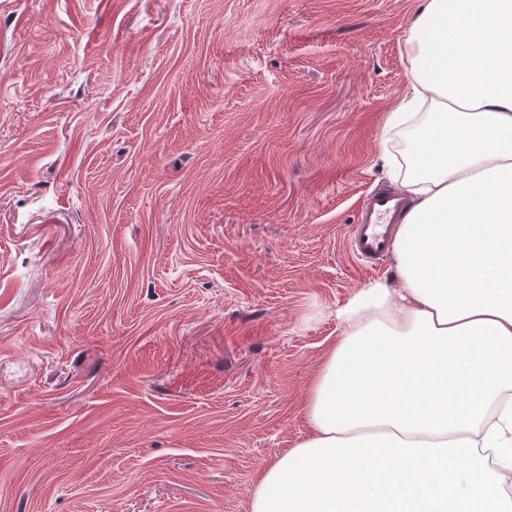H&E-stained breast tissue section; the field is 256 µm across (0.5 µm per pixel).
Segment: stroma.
I'll return each mask as SVG.
<instances>
[{
  "label": "stroma",
  "instance_id": "1",
  "mask_svg": "<svg viewBox=\"0 0 512 512\" xmlns=\"http://www.w3.org/2000/svg\"><path fill=\"white\" fill-rule=\"evenodd\" d=\"M420 4L0 0V512H250Z\"/></svg>",
  "mask_w": 512,
  "mask_h": 512
}]
</instances>
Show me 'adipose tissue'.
I'll return each mask as SVG.
<instances>
[{
  "instance_id": "1",
  "label": "adipose tissue",
  "mask_w": 512,
  "mask_h": 512,
  "mask_svg": "<svg viewBox=\"0 0 512 512\" xmlns=\"http://www.w3.org/2000/svg\"><path fill=\"white\" fill-rule=\"evenodd\" d=\"M403 54L394 273L337 303L308 431L250 512H512V0H422Z\"/></svg>"
}]
</instances>
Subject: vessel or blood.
<instances>
[{
	"mask_svg": "<svg viewBox=\"0 0 512 512\" xmlns=\"http://www.w3.org/2000/svg\"><path fill=\"white\" fill-rule=\"evenodd\" d=\"M406 207V201L394 191L367 195L347 241L350 252L367 261L385 257Z\"/></svg>",
	"mask_w": 512,
	"mask_h": 512,
	"instance_id": "vessel-or-blood-1",
	"label": "vessel or blood"
}]
</instances>
